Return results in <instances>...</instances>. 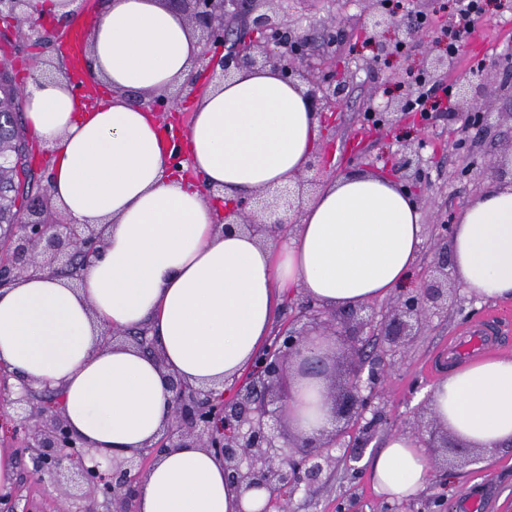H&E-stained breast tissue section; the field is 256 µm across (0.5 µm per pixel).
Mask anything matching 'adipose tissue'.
Instances as JSON below:
<instances>
[{"label":"adipose tissue","instance_id":"adipose-tissue-1","mask_svg":"<svg viewBox=\"0 0 512 512\" xmlns=\"http://www.w3.org/2000/svg\"><path fill=\"white\" fill-rule=\"evenodd\" d=\"M96 103L65 75H31L27 133L53 151L49 194L77 224L101 229L102 257L76 281L46 270L0 289V366L56 390L90 455L124 466L130 449L168 424L169 377L221 391L252 365L272 333L280 292L296 288L331 308L356 307L408 287L425 237L413 198L385 174H343L310 199L278 245L223 232L225 205L289 185L319 138L300 89L264 71L207 88L193 102L185 160L160 136L132 89L184 83L201 51L184 17L161 0H105L88 38ZM217 196H207L209 188ZM450 254L458 284L478 299L512 300V184L486 186L458 215ZM148 329L155 360L112 330ZM325 381L294 377L293 433L330 425ZM430 406L469 446H512V355L472 360L438 379ZM375 491L416 497L432 477L416 435L385 438L370 464ZM266 493H239L224 463L201 448L163 453L144 476L136 512H258Z\"/></svg>","mask_w":512,"mask_h":512}]
</instances>
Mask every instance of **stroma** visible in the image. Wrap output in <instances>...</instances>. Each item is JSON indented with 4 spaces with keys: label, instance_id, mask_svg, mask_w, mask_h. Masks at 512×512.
<instances>
[{
    "label": "stroma",
    "instance_id": "stroma-1",
    "mask_svg": "<svg viewBox=\"0 0 512 512\" xmlns=\"http://www.w3.org/2000/svg\"><path fill=\"white\" fill-rule=\"evenodd\" d=\"M402 2V8L394 12L396 19H403L407 11L418 8L433 22L422 39L411 41L409 53L396 52L375 59L363 38L351 31L336 46L337 53L352 62L354 76L347 98L336 113V123L326 131L321 145L322 152L333 155L335 167L324 170L318 180L327 182L334 172L350 168L351 153H358L363 162L375 169L389 170L405 146L423 144L424 155L431 159L424 192L432 197L433 204L422 209L421 222L430 234L435 225L455 223L462 208L486 187V180L463 176V169L485 156L512 150V93H492L490 123L467 152L456 147L462 120L453 111L436 113L426 123L400 122L369 130L367 113L374 105L396 104L406 96L410 76L420 69L425 54L447 53L436 30L448 21V0ZM361 6V0H282L280 8L298 20L316 54L322 55L326 52L322 20L330 16L344 19L359 13ZM473 29L472 37L462 43L456 55L455 67L441 74L442 84L456 86L470 67L482 62L492 65L494 81L506 79L502 65L512 60V0H495L475 21ZM36 63L68 71L76 65L63 52L61 43L43 50L27 48L12 57L16 81L24 82ZM475 307L470 314L452 306L447 313L432 318L426 334L409 345L403 364L384 385L385 417L364 448L357 469H350L344 458H337L310 494H300L292 500L288 512H512V447L489 456L474 455L471 462L455 467V489L447 496L441 491L444 471L435 469L426 490L407 501H389L379 496L372 487L366 462L385 436L408 432L422 416L428 390L448 369L449 349L466 336L474 321L496 318L498 336L493 353L512 355V302L479 300ZM0 439L13 448L17 460L16 481L10 487H0V512H11L16 505L28 506L30 512H58L53 485L36 480L26 470L27 436L7 427L0 430Z\"/></svg>",
    "mask_w": 512,
    "mask_h": 512
}]
</instances>
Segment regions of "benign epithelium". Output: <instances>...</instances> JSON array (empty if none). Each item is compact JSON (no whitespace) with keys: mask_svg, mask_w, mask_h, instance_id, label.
<instances>
[{"mask_svg":"<svg viewBox=\"0 0 512 512\" xmlns=\"http://www.w3.org/2000/svg\"><path fill=\"white\" fill-rule=\"evenodd\" d=\"M184 2L191 5L187 21L205 37L200 54L203 71L219 73L224 80L257 67L268 68L290 83L299 77L308 85L304 96L312 111L322 119L335 114L348 83L347 70H322V64L308 53L307 38L300 25L275 7L280 0ZM28 4L29 0H0V22H14L17 12ZM358 30L378 56L419 36L411 24L397 23L387 0H365ZM20 39L40 48L49 44L47 29L39 21L28 23L20 32ZM454 60L449 54L428 57L422 72L435 81L437 73L452 67ZM487 76L486 65L479 64L469 69L458 85V109L468 141L472 140V133H481L488 126L489 113L474 98V92L480 89L491 93ZM199 92L196 79L191 77L175 95H151L143 105L157 112L180 113ZM409 115L406 103L401 102L394 109L388 104L384 112L367 114V121L377 127ZM422 150L421 144L405 148L392 175L410 195L417 196V202L428 203L430 199L416 195L429 163ZM324 168L325 158L314 156L306 172L295 175L294 186L259 191L248 201L239 200L224 208L219 220L222 229L247 231L264 240L285 234L291 225L272 219L277 197L286 192L303 199L316 182L308 173ZM43 204L42 199H27L24 209L28 218L0 232V246L5 249V255L0 257L1 288L29 272L52 269L62 255L73 261L74 273L77 266L103 254L102 238L94 226L54 225L35 219L43 211ZM450 242V226L437 225V232L430 239V274L421 287L397 291L393 305L385 312L368 304L326 310L307 300L298 307L294 322L277 331L250 381L230 399L211 389L170 378L173 397L165 433L154 445L131 450L127 467L110 474L98 462L90 466L84 463V445L70 431L60 398L47 406L39 393L22 387L13 403L21 425L30 431L32 475L41 481L49 480L60 496L64 512L68 510V499L74 497L73 489L90 499L103 497L107 512H132L146 461L192 443L224 460V477L236 488L243 492L266 490L267 499L259 512H285L292 498L307 492L324 468L336 462V451L344 450L345 458L356 462L359 455L355 449L367 447L381 420L385 380L398 369L409 342L424 335L431 318L448 312V291L453 280ZM341 338L348 343L351 360L342 388L329 392L335 426L306 437L278 428L279 424L288 423L287 400L276 394L275 386L288 371L305 378H335V352L319 350L306 355L304 349L309 344L334 343ZM133 342L161 361L146 330L137 332ZM416 431L429 434L426 447H434L440 438L442 447L451 449L452 455L443 460V465L451 467L469 461L472 449L441 426L419 425Z\"/></svg>","mask_w":512,"mask_h":512,"instance_id":"7a95c632","label":"benign epithelium"}]
</instances>
